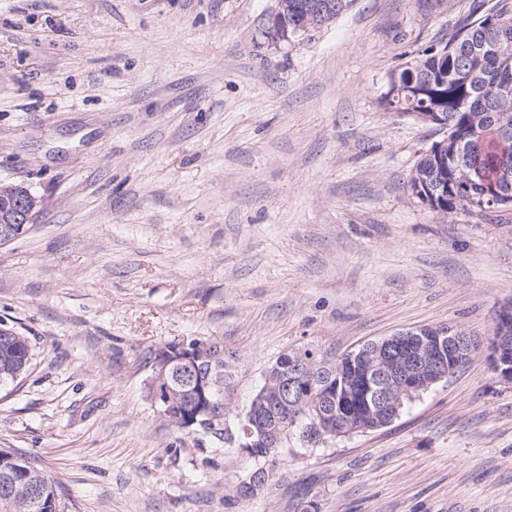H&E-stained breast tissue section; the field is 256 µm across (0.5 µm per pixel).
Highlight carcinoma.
<instances>
[{"mask_svg": "<svg viewBox=\"0 0 512 512\" xmlns=\"http://www.w3.org/2000/svg\"><path fill=\"white\" fill-rule=\"evenodd\" d=\"M512 0H496L492 8L474 4L471 14L448 41L428 46L407 56L395 68L383 99L386 109L411 116L416 112H441L448 116V215L460 211L485 215L475 206L493 185L500 191L495 212L512 210ZM432 155L424 153L409 180L416 190L421 173H433ZM18 332L0 328V384L24 375L31 352L28 342L16 339ZM204 372L203 362L191 360L174 365L169 381L180 401L168 422L178 428L202 411L224 414L216 399L197 386L181 381L183 372ZM313 377L325 383L320 401L307 399L306 414L316 413L318 404L353 411L356 419L369 415L365 372L347 357L315 369ZM0 508L6 512H64L57 483L9 448H0Z\"/></svg>", "mask_w": 512, "mask_h": 512, "instance_id": "1", "label": "carcinoma"}]
</instances>
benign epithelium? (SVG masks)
<instances>
[{
	"mask_svg": "<svg viewBox=\"0 0 512 512\" xmlns=\"http://www.w3.org/2000/svg\"><path fill=\"white\" fill-rule=\"evenodd\" d=\"M336 13L335 0H322L313 7H305L302 14L288 22V0H275V5L266 16V26L278 44L288 42L301 33H309L321 26V21ZM447 172L438 175L433 182V189L428 195L422 196L423 202L431 209L444 216L446 212L439 208V202L448 197ZM38 200L30 191L19 196L16 208L0 211V224L8 230V235L21 234L33 223L37 212ZM512 334V305L500 308L496 317V336L490 343L495 370L500 377L512 382V356L508 354L505 340ZM478 347V341L460 328H448L443 325L423 326L414 330L389 336L371 343L367 349H359V353L369 358L367 373L371 374L375 383L374 403L371 414L375 417L384 416V410L390 403L393 389L403 393L423 390L419 386V374L425 370L437 375L442 381L450 377L456 369V357L463 353L468 355ZM198 345L190 346L184 342L167 343L154 349V376L150 381L151 399L163 402L167 412H172L175 406L167 382L168 369L177 361L198 356ZM295 365L293 378L288 387L298 383L313 380L302 371V366L308 360L301 354H296L291 361L281 360L276 368L283 369L288 364ZM249 425L246 426V437L249 441L239 444L241 451L252 454L254 447L262 445V451L269 455L285 441L287 428L285 423L274 417L268 418L265 408L260 403L253 404L248 415ZM367 427L351 422L335 421V411L318 412L315 420L309 426L306 437L312 442H323L328 435L343 433L365 432ZM265 486V479L258 475H249L238 480L236 490L242 499H250L258 494Z\"/></svg>",
	"mask_w": 512,
	"mask_h": 512,
	"instance_id": "obj_1",
	"label": "benign epithelium"
}]
</instances>
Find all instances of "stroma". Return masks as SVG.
<instances>
[{
	"label": "stroma",
	"instance_id": "stroma-1",
	"mask_svg": "<svg viewBox=\"0 0 512 512\" xmlns=\"http://www.w3.org/2000/svg\"><path fill=\"white\" fill-rule=\"evenodd\" d=\"M475 0H354L273 46L274 0H0V183L41 200L0 245V448L68 512H512V383L481 349L388 426L310 445L273 479L175 428L150 350L220 340L236 432L284 353L327 359L422 325L491 337L512 301V211L444 218L407 180L443 134L385 109L404 54ZM16 336L24 338L19 342ZM31 352L25 336L10 328H0V385L14 382L30 366Z\"/></svg>",
	"mask_w": 512,
	"mask_h": 512
}]
</instances>
